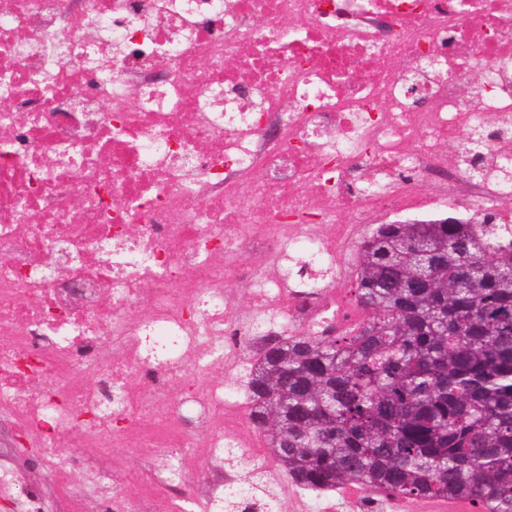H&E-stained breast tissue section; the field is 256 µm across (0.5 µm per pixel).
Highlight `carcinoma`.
Returning a JSON list of instances; mask_svg holds the SVG:
<instances>
[{"label":"carcinoma","instance_id":"carcinoma-1","mask_svg":"<svg viewBox=\"0 0 512 512\" xmlns=\"http://www.w3.org/2000/svg\"><path fill=\"white\" fill-rule=\"evenodd\" d=\"M357 264L356 331L274 340L246 373L273 461L307 490L512 512V224H379ZM248 491L284 512L262 474Z\"/></svg>","mask_w":512,"mask_h":512}]
</instances>
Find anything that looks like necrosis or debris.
Listing matches in <instances>:
<instances>
[{
  "label": "necrosis or debris",
  "mask_w": 512,
  "mask_h": 512,
  "mask_svg": "<svg viewBox=\"0 0 512 512\" xmlns=\"http://www.w3.org/2000/svg\"><path fill=\"white\" fill-rule=\"evenodd\" d=\"M510 161L512 0H0V416L16 447L42 437L51 482L0 464V512L129 484L134 512H223L266 464L242 372L358 321L341 287L370 220H512ZM300 243L319 289L283 264ZM88 435L144 468L56 496Z\"/></svg>",
  "instance_id": "1"
}]
</instances>
